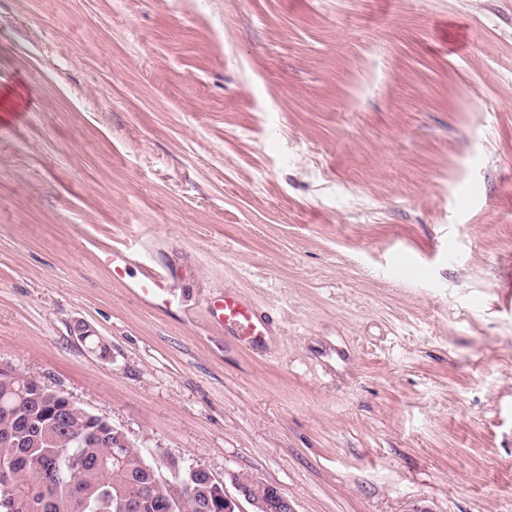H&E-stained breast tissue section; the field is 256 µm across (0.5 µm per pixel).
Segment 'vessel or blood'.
Returning a JSON list of instances; mask_svg holds the SVG:
<instances>
[{"mask_svg": "<svg viewBox=\"0 0 512 512\" xmlns=\"http://www.w3.org/2000/svg\"><path fill=\"white\" fill-rule=\"evenodd\" d=\"M101 261L111 270L113 279L120 281L124 280L129 267L140 266L142 276L132 283V291L155 306L168 308L175 304L171 269L147 264L144 256L133 249L104 253ZM206 310L211 323L239 345L249 349L264 345L269 334L267 325L256 316L251 304L234 290L228 289L224 294L207 299Z\"/></svg>", "mask_w": 512, "mask_h": 512, "instance_id": "b4317fda", "label": "vessel or blood"}]
</instances>
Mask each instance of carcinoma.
<instances>
[{
    "instance_id": "carcinoma-1",
    "label": "carcinoma",
    "mask_w": 512,
    "mask_h": 512,
    "mask_svg": "<svg viewBox=\"0 0 512 512\" xmlns=\"http://www.w3.org/2000/svg\"><path fill=\"white\" fill-rule=\"evenodd\" d=\"M11 492L0 512H160L173 489L141 449L112 447V424L66 406L62 393L22 378L0 379V481ZM190 490L177 512H201L224 490L182 467Z\"/></svg>"
}]
</instances>
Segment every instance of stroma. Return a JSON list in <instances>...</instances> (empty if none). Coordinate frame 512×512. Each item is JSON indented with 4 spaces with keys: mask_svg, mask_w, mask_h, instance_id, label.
<instances>
[{
    "mask_svg": "<svg viewBox=\"0 0 512 512\" xmlns=\"http://www.w3.org/2000/svg\"><path fill=\"white\" fill-rule=\"evenodd\" d=\"M0 364L231 497L512 512V0H0ZM101 261L112 271V278L120 281L124 280L129 267L139 266L142 276L132 284L126 283L128 288L155 306L170 308L176 303V295L170 284L173 270L147 264L145 257L132 248L127 252H105ZM206 310L213 325L224 329L225 336L245 348L257 349L269 336L267 325L256 316L251 304L232 289L207 299ZM265 485V496L255 500L251 495V486L246 482H235V488L240 499H243L256 512H295L292 502L274 484L263 482Z\"/></svg>",
    "mask_w": 512,
    "mask_h": 512,
    "instance_id": "1",
    "label": "stroma"
}]
</instances>
